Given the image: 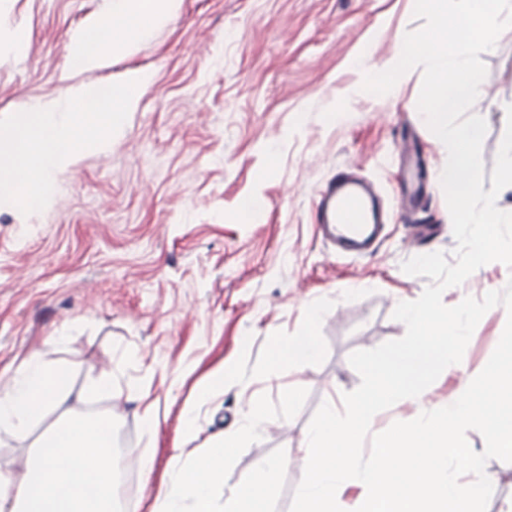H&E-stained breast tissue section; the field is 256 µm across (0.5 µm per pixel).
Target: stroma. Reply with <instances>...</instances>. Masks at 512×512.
<instances>
[{
    "mask_svg": "<svg viewBox=\"0 0 512 512\" xmlns=\"http://www.w3.org/2000/svg\"><path fill=\"white\" fill-rule=\"evenodd\" d=\"M110 3L0 0V118L71 86L155 74L124 133L63 173L44 210L0 208V386L26 358L74 361L73 406L111 416L130 473L123 512H153L172 464L248 423L255 431L227 461L215 506L260 462L279 460L270 508L289 512L312 417L360 383L350 354L401 338L406 328L392 313L428 283L402 262L436 251L454 258L437 179L448 153L417 108L422 68L386 95L361 89L372 65L391 61L397 38L423 22L414 0H181L177 17L132 54L93 70L68 67L70 36ZM482 60L486 96L472 111L487 122L489 174L512 104V29ZM409 133L425 184L411 218L433 227L416 240L398 215L402 174L387 161ZM341 168L368 181L386 212L363 256L338 251L313 223ZM250 198L258 209L246 219L240 205ZM511 279V268L493 262L442 300L479 299ZM506 318L503 306L490 309L466 348L465 371L444 370L423 404L381 412L372 432L451 404L463 377L487 363ZM300 336L314 339L318 356L273 363ZM218 373L223 388L205 395ZM107 374L122 401L86 400V386ZM148 410L159 420L151 432Z\"/></svg>",
    "mask_w": 512,
    "mask_h": 512,
    "instance_id": "1",
    "label": "stroma"
}]
</instances>
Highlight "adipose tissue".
Here are the masks:
<instances>
[{
    "label": "adipose tissue",
    "instance_id": "obj_1",
    "mask_svg": "<svg viewBox=\"0 0 512 512\" xmlns=\"http://www.w3.org/2000/svg\"><path fill=\"white\" fill-rule=\"evenodd\" d=\"M181 0H112L109 13L74 33L65 51L68 64L102 66L134 51L178 14ZM73 361L32 358L0 386V429L33 438L18 467L0 469V512H115L121 471L100 417L71 405ZM44 423L39 436L34 424ZM239 441H215L192 466L171 468L153 512H214V493L224 480V464ZM280 465H260L238 486L228 512H271L270 496Z\"/></svg>",
    "mask_w": 512,
    "mask_h": 512
}]
</instances>
